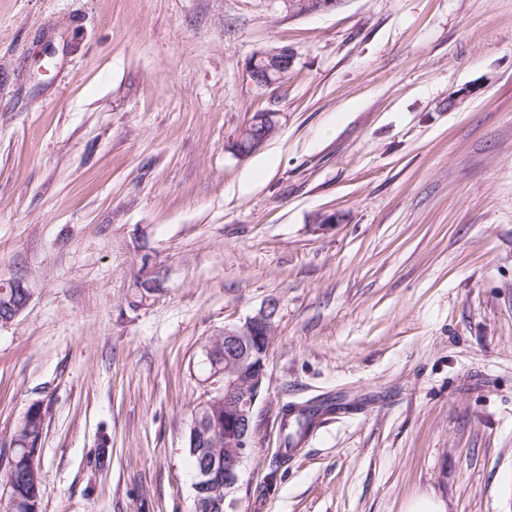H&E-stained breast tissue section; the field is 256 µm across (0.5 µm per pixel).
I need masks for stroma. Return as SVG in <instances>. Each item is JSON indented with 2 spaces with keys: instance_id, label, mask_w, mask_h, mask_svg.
Instances as JSON below:
<instances>
[{
  "instance_id": "stroma-1",
  "label": "stroma",
  "mask_w": 512,
  "mask_h": 512,
  "mask_svg": "<svg viewBox=\"0 0 512 512\" xmlns=\"http://www.w3.org/2000/svg\"><path fill=\"white\" fill-rule=\"evenodd\" d=\"M13 281L0 450L44 411L42 512H194L206 351L272 298L238 512H512V0H0ZM328 396L280 463L283 408ZM295 53L288 47H272L253 55L246 67L250 81L260 90L281 82L292 70ZM278 127L277 112H256L240 129L233 144L234 152L247 157L261 150L272 138ZM245 142V145L243 144Z\"/></svg>"
}]
</instances>
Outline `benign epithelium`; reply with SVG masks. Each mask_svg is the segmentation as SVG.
<instances>
[{
  "label": "benign epithelium",
  "mask_w": 512,
  "mask_h": 512,
  "mask_svg": "<svg viewBox=\"0 0 512 512\" xmlns=\"http://www.w3.org/2000/svg\"><path fill=\"white\" fill-rule=\"evenodd\" d=\"M299 13L327 11L335 7V0H289ZM295 53L288 47H272L253 55L246 67L250 81L260 90L281 82L292 70ZM278 127V113L256 112L240 129L234 152L247 157L261 150ZM278 303L268 300L254 315L224 329L220 344L224 345V361L218 363L207 351L211 365L204 380L206 390L191 419V431L210 448L224 441V499L215 500L213 512H237L238 500L234 493L239 488L240 472L251 447L256 430L252 427L259 392L266 379V360L274 339V319ZM256 345L263 348L261 359L252 362L250 351ZM224 404V419L210 415L212 406Z\"/></svg>",
  "instance_id": "obj_1"
}]
</instances>
